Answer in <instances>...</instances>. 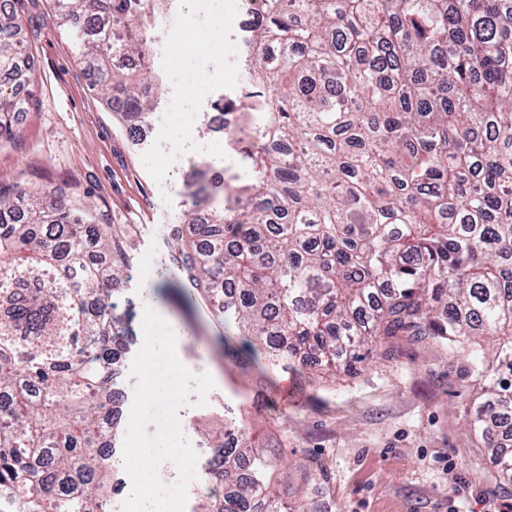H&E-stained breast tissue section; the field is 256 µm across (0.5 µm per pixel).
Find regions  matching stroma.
Segmentation results:
<instances>
[{
  "mask_svg": "<svg viewBox=\"0 0 512 512\" xmlns=\"http://www.w3.org/2000/svg\"><path fill=\"white\" fill-rule=\"evenodd\" d=\"M233 2L200 0L191 7L181 0L168 15L147 17L157 36L183 40L219 26L224 41L183 55L175 73H163L158 109L183 113L184 122L152 123L139 145L65 46L55 0H23L15 20L27 62L15 99L22 125L16 143L0 144V184L89 204L100 223L112 226L133 269L116 297L135 346L143 344L146 286L182 323L184 366L215 379L204 405L178 412L200 462L209 461L211 447L195 422L210 420L232 439V422L241 418L285 512H512V495L493 478L486 442L468 426L481 388L464 352L403 336L389 350L374 348L352 372L318 370L310 379L265 372L246 358L225 356V345L241 349V338L224 343L223 328L166 261V232L191 208L196 175L218 189L229 179L250 178L236 162L220 172L200 168L203 159L227 156L225 134L213 129V105L239 96L248 77L245 32ZM188 93L194 103L185 113ZM185 133L207 149L170 166Z\"/></svg>",
  "mask_w": 512,
  "mask_h": 512,
  "instance_id": "obj_1",
  "label": "stroma"
}]
</instances>
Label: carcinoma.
<instances>
[{
	"label": "carcinoma",
	"mask_w": 512,
	"mask_h": 512,
	"mask_svg": "<svg viewBox=\"0 0 512 512\" xmlns=\"http://www.w3.org/2000/svg\"><path fill=\"white\" fill-rule=\"evenodd\" d=\"M172 0H58L67 46L133 132L158 94L115 65L152 44L146 10ZM257 94L231 137L251 184L173 224L166 257L264 364L351 370L416 336L467 349L485 400L469 425L512 423V0H256ZM0 0V71L14 16ZM0 85V142H15ZM0 187V512H108L121 337L110 286L128 264L88 207L14 213ZM498 337L485 360L476 338ZM224 482L200 512H280L260 462L213 437ZM512 486V447L487 443Z\"/></svg>",
	"instance_id": "carcinoma-1"
}]
</instances>
